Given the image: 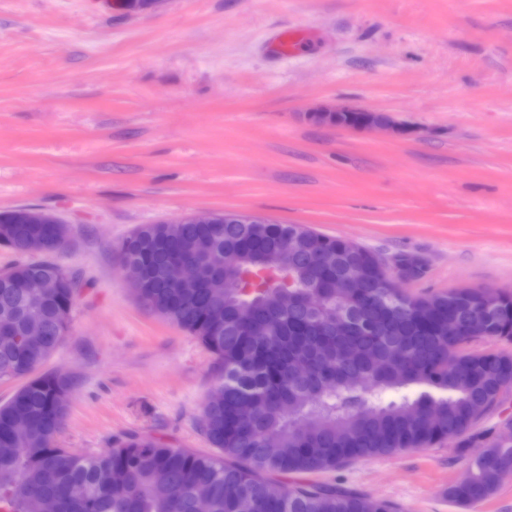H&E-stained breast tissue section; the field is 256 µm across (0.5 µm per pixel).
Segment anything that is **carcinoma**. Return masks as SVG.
Returning a JSON list of instances; mask_svg holds the SVG:
<instances>
[{
    "label": "carcinoma",
    "mask_w": 512,
    "mask_h": 512,
    "mask_svg": "<svg viewBox=\"0 0 512 512\" xmlns=\"http://www.w3.org/2000/svg\"><path fill=\"white\" fill-rule=\"evenodd\" d=\"M353 124L356 112L313 115ZM300 230L290 255L283 245ZM5 249L19 257L0 279V318L12 321L0 338V380L28 377L0 403V512H395L334 483L282 477L334 469L355 460L456 440L478 454L448 487L469 506L488 498L512 474V435L504 442L477 424L512 391V354L480 349L489 338L512 342V294L485 297L478 288L416 298L386 287L370 254L297 224H143L123 262L142 275L140 303L196 337L212 354L224 400L205 404L204 435L217 455L173 448L160 438L129 435L93 455L55 445L66 418L58 396L70 388L58 371L31 376L58 348L70 326L81 277L51 260L28 261L34 249L55 252L67 241L49 224H21L18 211L0 213ZM195 261V285L170 283L172 260ZM241 287L217 293L224 273ZM55 281L33 302L17 284ZM348 281L336 295L330 283ZM45 336L32 343L26 325ZM374 382L363 390L362 379ZM25 425L22 443L12 437ZM125 467L124 487L112 470Z\"/></svg>",
    "instance_id": "obj_1"
}]
</instances>
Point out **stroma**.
<instances>
[{
	"mask_svg": "<svg viewBox=\"0 0 512 512\" xmlns=\"http://www.w3.org/2000/svg\"><path fill=\"white\" fill-rule=\"evenodd\" d=\"M287 28L314 31L294 55ZM322 104L406 133L306 121ZM62 217L53 259L88 284L46 362L71 377L56 445L130 434L210 452L200 342L144 310L116 252L144 224L260 214L421 258L407 294L512 292V0H0V212ZM475 451L443 441L316 473L398 512H512V475L462 507Z\"/></svg>",
	"mask_w": 512,
	"mask_h": 512,
	"instance_id": "35a3bbf8",
	"label": "stroma"
}]
</instances>
